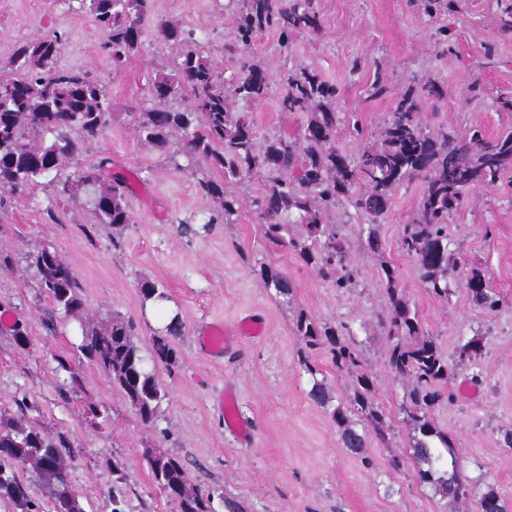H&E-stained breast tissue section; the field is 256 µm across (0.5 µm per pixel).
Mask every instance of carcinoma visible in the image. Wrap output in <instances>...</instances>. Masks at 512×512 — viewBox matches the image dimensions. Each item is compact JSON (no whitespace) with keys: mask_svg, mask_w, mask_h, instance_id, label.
I'll list each match as a JSON object with an SVG mask.
<instances>
[{"mask_svg":"<svg viewBox=\"0 0 512 512\" xmlns=\"http://www.w3.org/2000/svg\"><path fill=\"white\" fill-rule=\"evenodd\" d=\"M78 2L94 17L113 68H122L142 46V23L150 0ZM235 3V26L224 42V62L233 69L229 81L202 54L193 31L171 22L159 26L162 40L178 48L179 54L173 72L158 73L149 85L153 107L143 113L139 125V136L145 142L163 149L178 136L183 153L203 159L224 176L198 182L200 193L219 203L208 223L230 224L242 206L238 196L224 191V182L257 176L262 189L250 206L265 239L276 249L296 252L330 287L344 291L355 285L359 270L350 260L346 240L329 223L331 215L344 200H353L357 209L370 216L367 244L375 251L379 248L376 225L387 214L394 191L406 182L420 180L424 188L416 217L402 227L400 251L414 261L421 282L434 296L448 299L454 282L468 291L475 305L495 309L498 300L482 273L477 269L458 272L450 263L448 217L463 207L471 189L494 185L512 172V132L491 140L476 126L462 136L446 127L427 128L422 118L423 99L438 95L439 89L430 80L414 78L412 85L398 94L380 142L361 147L359 154L351 157L337 146L336 86L315 70L300 67L283 75L278 108L302 116L304 122L294 131L260 139L250 117L233 111L232 106L235 100L261 103L270 94L267 72L254 59L257 36L264 31L275 33L281 50L289 54L297 38L319 33L323 24L315 0H228L230 6ZM456 4L457 0H420L426 14L451 13ZM65 44L61 34L22 44L10 62L15 76L0 77L1 191H24L38 185L39 178L58 169L84 144L98 139L109 124L112 100L104 88L86 74L54 67ZM187 93L191 95L188 107H170L172 100ZM47 134L54 136L50 143L44 141ZM88 188L93 193L97 223L117 229L133 221L123 181L104 179L102 166L87 167L57 182L61 196ZM293 224L302 225L305 234L295 235ZM26 260L37 270L39 288L51 311L66 317L85 311L72 268L49 244L32 248ZM258 275L265 287L275 288L284 297L291 295L288 279L272 266H261ZM380 276L388 295L387 311L379 318L388 343V365L394 374L411 382L399 411L417 433L413 456L427 465L419 469V479L443 498L476 504L477 512H512V502L482 477L461 474L456 449L430 419L435 406L454 398L448 380L458 369L476 365L482 352L480 339L460 338L456 362H448L435 341L423 334L418 312L399 288L395 267L382 262ZM135 330L132 320L114 316L100 329H83L77 350L81 358L110 377L141 421L151 425L166 393L157 378L144 369L133 340ZM180 334L181 323L175 316L167 332L153 338L154 357L167 366L175 365L174 339ZM296 335L307 357L325 350L339 370L360 365L357 346L346 338L342 325L318 322L301 313ZM55 362L57 370L67 374L60 391L80 393V366L65 355L56 356ZM374 398L373 379L359 372L353 380L350 407L339 405L332 411L344 446L364 462L366 433L356 430L350 413L364 417L375 436L385 438V415ZM18 408L16 414L0 412V461L24 466L48 486L49 512H84L69 482L66 439L50 437L31 421L26 414L31 406L26 402ZM85 412L93 428L106 424L101 406L89 402ZM435 439L451 465V470L439 476L433 469L438 458ZM143 458L154 483L177 502L179 512H215L214 492L192 482L179 456L147 448ZM0 495L8 497L19 512L41 509L31 485L1 466Z\"/></svg>","mask_w":512,"mask_h":512,"instance_id":"cac0c4a2","label":"carcinoma"}]
</instances>
